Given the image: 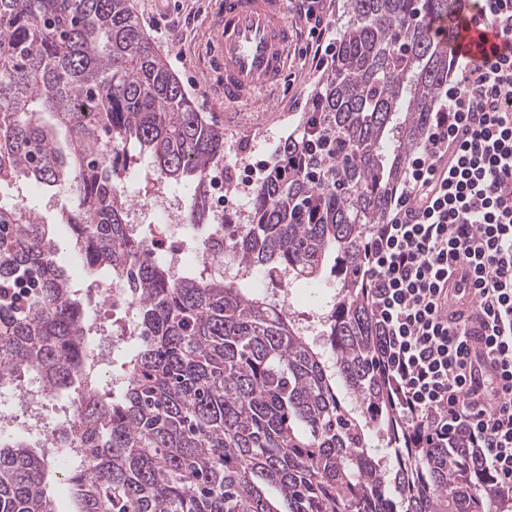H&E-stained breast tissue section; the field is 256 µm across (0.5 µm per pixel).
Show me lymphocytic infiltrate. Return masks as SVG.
Segmentation results:
<instances>
[{"mask_svg":"<svg viewBox=\"0 0 512 512\" xmlns=\"http://www.w3.org/2000/svg\"><path fill=\"white\" fill-rule=\"evenodd\" d=\"M317 69L333 53L327 0H294ZM422 146L405 164L362 277L383 369L404 419L430 448L476 451L499 493L512 491V53L457 57ZM473 269L481 350L441 303L452 264Z\"/></svg>","mask_w":512,"mask_h":512,"instance_id":"lymphocytic-infiltrate-1","label":"lymphocytic infiltrate"}]
</instances>
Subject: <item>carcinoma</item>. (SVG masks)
Instances as JSON below:
<instances>
[{"mask_svg": "<svg viewBox=\"0 0 512 512\" xmlns=\"http://www.w3.org/2000/svg\"><path fill=\"white\" fill-rule=\"evenodd\" d=\"M453 0H346L336 55L280 151L304 163L254 190L251 222L224 224L208 177L224 129L208 122L130 0H0V191L23 180L62 191V223L89 268L127 290L142 335L124 395L100 390L62 243L24 198H0V383L35 375L54 395L80 383L70 440L79 512H512L475 454L423 448L382 378V340L359 275L408 154L423 142L448 51L426 19ZM52 116L48 125L43 115ZM147 161L154 188L193 186L184 214L207 228L201 257L229 247L256 281L174 277L128 222L122 190ZM322 353L258 290L288 271L314 282L329 256ZM32 287L26 299L15 284ZM45 459L0 436V512H57Z\"/></svg>", "mask_w": 512, "mask_h": 512, "instance_id": "1", "label": "carcinoma"}]
</instances>
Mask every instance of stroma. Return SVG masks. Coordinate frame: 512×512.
Returning <instances> with one entry per match:
<instances>
[{
  "mask_svg": "<svg viewBox=\"0 0 512 512\" xmlns=\"http://www.w3.org/2000/svg\"><path fill=\"white\" fill-rule=\"evenodd\" d=\"M222 0H131L147 31L166 56L173 71L192 97L199 112L223 127L227 140L225 173H233L241 162L265 161L282 164L281 142L297 127L310 104L312 89L324 77L301 54L308 41L307 31H300L285 76L277 90L258 96L250 103L225 106L215 83L203 73V54L213 33V17ZM20 194L35 204L57 236L69 238L61 216L70 207L64 194H51L45 186L27 182L18 187ZM81 302L90 324L111 326L116 318L111 307L95 302L98 288L110 284L108 272L91 271L76 262L70 252L58 256ZM336 286V272L326 269L318 281L300 284L291 291L295 314L323 312L324 299Z\"/></svg>",
  "mask_w": 512,
  "mask_h": 512,
  "instance_id": "35a3bbf8",
  "label": "stroma"
}]
</instances>
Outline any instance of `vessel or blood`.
Wrapping results in <instances>:
<instances>
[{"label": "vessel or blood", "instance_id": "obj_1", "mask_svg": "<svg viewBox=\"0 0 512 512\" xmlns=\"http://www.w3.org/2000/svg\"><path fill=\"white\" fill-rule=\"evenodd\" d=\"M298 30L289 19V0H224L214 21L208 67L231 107L277 88L287 70ZM496 31L470 27L453 49L459 53L505 51Z\"/></svg>", "mask_w": 512, "mask_h": 512}]
</instances>
